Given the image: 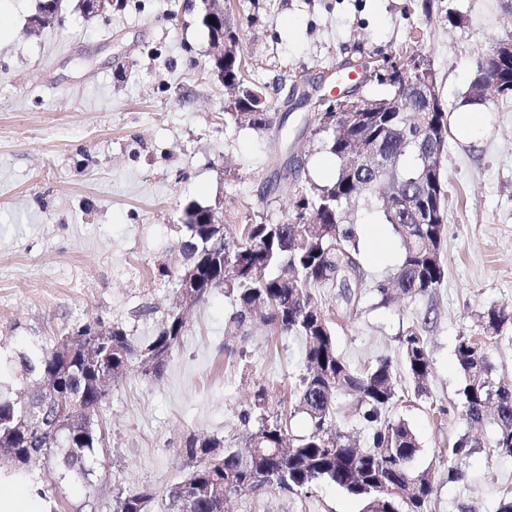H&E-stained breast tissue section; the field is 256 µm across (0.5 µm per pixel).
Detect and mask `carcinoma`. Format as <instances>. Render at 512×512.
Instances as JSON below:
<instances>
[{"mask_svg":"<svg viewBox=\"0 0 512 512\" xmlns=\"http://www.w3.org/2000/svg\"><path fill=\"white\" fill-rule=\"evenodd\" d=\"M224 62L208 60L206 71L224 70L223 85L230 91L224 107V122L246 123L265 133L283 125L278 115L268 111L267 92L248 84L241 74L236 52V27L226 22ZM431 119L440 124L441 137L428 138V123L411 121L395 112H378L367 125L356 128L344 121L338 126L314 118L318 134L337 161L336 173L326 184H312L297 190L296 218L306 222L270 224L263 221L243 224L236 239L227 243L226 227L210 224V207L194 201L183 207L184 234L179 246L181 265L172 273L162 272L178 292L180 275L196 269L204 278L224 276L215 287L224 289L234 308L224 325L229 336L246 331L257 308L264 307L263 322L280 335L305 339L304 372L296 388L297 410L308 419L309 431L291 436L283 418L266 411L268 391L260 386L254 393L256 418L241 415L246 446L226 448L224 440L210 438L221 449L218 462L208 461L211 447L189 441L183 453L196 461L187 477L169 487L157 499L149 487L135 492H119L113 512H139L143 495H148V512H224V499L244 490L279 488L302 493L317 482L335 485L348 496L370 507L379 503V512H429L433 492L432 473L415 471L411 462L419 450L415 433L401 420L382 418L396 397V374L391 362L382 360L367 369H356L338 354L332 327L324 317L313 293L316 288H337L347 306L355 304L362 281L352 278L359 267V242L352 229L354 219L346 206L360 198L366 209L378 212L401 243V260L395 272L373 286L381 303L391 299L390 289L409 299L426 296L442 284L445 270L440 260L447 220L448 202L442 198L430 218L418 221L405 207H397L398 195L415 189L416 182L431 173L422 160L426 150L442 152L448 128V114L438 112ZM372 136L392 157L386 177L394 195L384 196L375 186L346 170L349 142ZM483 337L460 336L455 357L462 375L459 390L462 416L473 425H483L493 412L491 447L512 457V382L493 373L488 345L503 339L512 327V309L491 305L477 316ZM186 316L177 306L168 310L150 341L136 344L120 323L112 324V339L105 343L98 335H84L79 341L97 352L86 361L73 358L65 371L57 370L63 357L53 348L40 357L18 356L22 389L14 397H0V456L16 459L33 457L36 462L58 457L61 476L71 473L89 478L90 461L99 444L97 434L84 439L72 425L53 426L48 422L40 432L23 435L16 431V417L25 407L35 408L51 397V388L62 387L86 395L84 407L100 411L108 389L93 386L99 369L112 370V377L127 372L138 362L144 375L158 379L186 331ZM424 327L408 328L401 342L407 374L421 395L427 392L432 371ZM358 397L370 434L362 448L344 443L340 432L331 429L336 398L345 393ZM474 448L469 435L456 439L448 456L467 457Z\"/></svg>","mask_w":512,"mask_h":512,"instance_id":"cac0c4a2","label":"carcinoma"}]
</instances>
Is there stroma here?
I'll return each instance as SVG.
<instances>
[{"mask_svg": "<svg viewBox=\"0 0 512 512\" xmlns=\"http://www.w3.org/2000/svg\"><path fill=\"white\" fill-rule=\"evenodd\" d=\"M200 0H124L109 16L67 8L62 21L33 32L38 0H0V395H14L19 353L38 355L87 318L121 321L137 340L151 336L174 306L157 284L159 266L179 265L185 202L224 203V224L293 221V191L276 182L291 154L303 159L300 186L325 184L336 160L304 136L312 113L288 106L294 80L320 93L348 86L382 97L377 61L403 65V47L428 63L449 115L480 57L512 36V0H224L240 32L248 82L265 88L284 129L259 133L224 121V88L204 71L209 36ZM484 123L467 140L450 134L442 153L448 220L441 259L446 278L428 296L380 303L375 282L389 277L400 245L375 211L355 202L363 286L353 310L336 289L319 288L336 349L351 365L399 362L400 338L424 326L432 362L428 390L415 395L397 376L387 418L409 424L420 448L413 469L433 475L432 512H496L512 495V458L490 445L449 462L447 450L470 427L461 415L454 349L478 334L477 316L512 307V97L481 105ZM232 302L223 289L188 316L161 379L138 365L112 382L99 416L103 446L92 483L61 478L56 464L24 477L0 464V480L30 492L43 512H101L115 492L153 487L165 494L189 471L188 435L217 436L239 448L240 416L256 385L275 391L271 411L305 434L294 410L303 371L301 341L263 324L224 334ZM460 468L461 479L448 476ZM225 512H363L321 482L308 494L265 490L231 496Z\"/></svg>", "mask_w": 512, "mask_h": 512, "instance_id": "35a3bbf8", "label": "stroma"}]
</instances>
